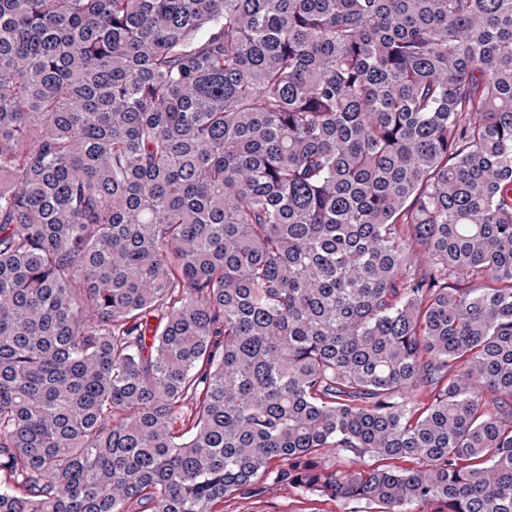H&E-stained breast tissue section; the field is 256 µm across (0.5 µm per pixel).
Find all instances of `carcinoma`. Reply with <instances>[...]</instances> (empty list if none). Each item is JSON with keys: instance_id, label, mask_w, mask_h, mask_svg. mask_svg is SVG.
<instances>
[{"instance_id": "cac0c4a2", "label": "carcinoma", "mask_w": 512, "mask_h": 512, "mask_svg": "<svg viewBox=\"0 0 512 512\" xmlns=\"http://www.w3.org/2000/svg\"><path fill=\"white\" fill-rule=\"evenodd\" d=\"M266 476L512 512V0H0V512Z\"/></svg>"}]
</instances>
